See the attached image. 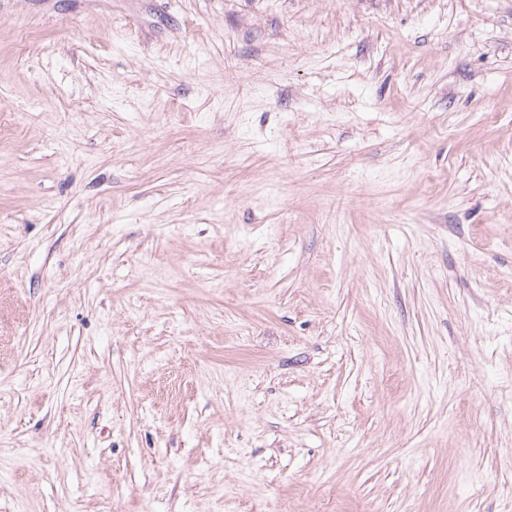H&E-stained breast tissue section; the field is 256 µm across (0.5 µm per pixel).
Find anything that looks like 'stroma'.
<instances>
[{
	"mask_svg": "<svg viewBox=\"0 0 512 512\" xmlns=\"http://www.w3.org/2000/svg\"><path fill=\"white\" fill-rule=\"evenodd\" d=\"M0 512H512V0H0Z\"/></svg>",
	"mask_w": 512,
	"mask_h": 512,
	"instance_id": "1",
	"label": "stroma"
}]
</instances>
